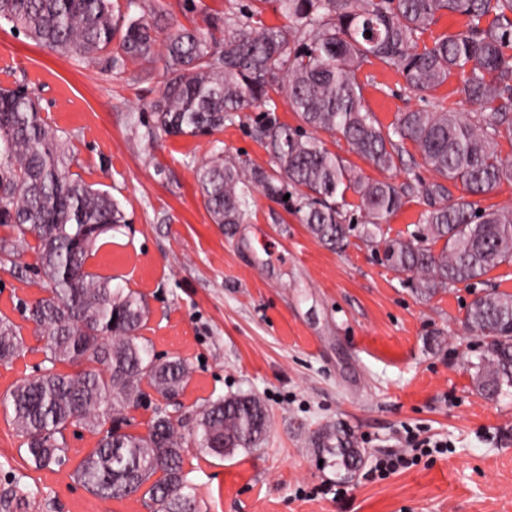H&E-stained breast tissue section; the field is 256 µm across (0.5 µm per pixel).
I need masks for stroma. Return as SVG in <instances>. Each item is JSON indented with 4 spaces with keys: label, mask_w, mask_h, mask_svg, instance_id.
I'll use <instances>...</instances> for the list:
<instances>
[{
    "label": "stroma",
    "mask_w": 512,
    "mask_h": 512,
    "mask_svg": "<svg viewBox=\"0 0 512 512\" xmlns=\"http://www.w3.org/2000/svg\"><path fill=\"white\" fill-rule=\"evenodd\" d=\"M162 3L157 38L202 23L203 10L238 9L247 0H143ZM76 61L14 33L0 21V86L20 84L38 98L42 116L63 133L86 183L108 191L128 222L105 235L87 261L113 285L146 295L150 316L141 334L154 354L180 357L191 377L179 416L193 420L210 399L257 395L270 428L255 449L194 461L190 478L200 512H512V392L489 400L475 389L470 361L484 341L465 323L476 294L512 293V263L497 266L474 288L458 285L430 298L410 275L381 262L351 235L341 249L315 240L294 211L260 191L247 199L244 223H213L197 170L215 152L272 169L243 118L218 137L143 138L134 120L162 87V61L152 78ZM363 102L382 126L407 110L443 106L472 115L460 76L428 94L406 90L402 75L377 59L357 71ZM327 148L364 176L395 184L436 181L413 144L388 172L355 154L341 136ZM42 294L26 279L0 273V317L21 327L29 347L0 365V487L18 477L40 491L42 512H92L98 499L72 478L96 435L68 439L67 466L31 468L10 422L8 398L43 359V342L19 304ZM341 421L367 451L354 479L337 476L310 443L313 431ZM444 438L448 448L378 478L370 463L403 448L405 430Z\"/></svg>",
    "instance_id": "35a3bbf8"
}]
</instances>
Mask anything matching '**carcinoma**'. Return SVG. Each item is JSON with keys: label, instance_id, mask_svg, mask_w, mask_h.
Here are the masks:
<instances>
[{"label": "carcinoma", "instance_id": "obj_1", "mask_svg": "<svg viewBox=\"0 0 512 512\" xmlns=\"http://www.w3.org/2000/svg\"><path fill=\"white\" fill-rule=\"evenodd\" d=\"M273 2L283 26L256 24L262 11H214L206 28H182L156 52L153 20L114 12L112 0H0V20L40 45L105 69L126 62L164 61L163 85L148 111L146 136H212L252 112L251 134L274 163L270 171L219 155L197 171L215 224H241L254 189L283 205L297 191L296 212L321 244L340 248L351 231L349 210L360 212V238L383 245L394 270L409 274L425 298L459 284L476 283L512 262V207L477 211L441 183L398 186L363 176L315 136L341 135L352 151L385 172L412 143L425 163L468 195L512 182V160L501 157L502 131L512 133V0H257ZM439 13L465 17V30L444 33L433 44L422 37ZM119 39V52L112 41ZM378 59L399 71L408 89L431 92L454 74L467 100L480 108L470 120L451 109L403 112L382 127L365 109L356 71ZM285 95L302 124L280 122L276 95ZM68 141L42 118L26 89L0 86V271L31 273L47 296L22 304V314L45 339L36 373L10 393L11 422L37 469L68 461L66 431L83 426L98 436L73 472L101 500L139 497L149 512H198L185 469L186 437L168 414L190 377L180 358L150 366L151 346L140 336L150 310L143 294L112 287V277L86 270L97 242L127 224L112 196L71 172ZM428 206L421 230L387 236L383 224L409 192ZM353 194L350 202L347 194ZM35 243H30L29 239ZM443 242L440 251L433 250ZM27 251L35 262L25 264ZM465 322L485 340L474 385L493 399L512 389V294L486 292L470 304ZM26 350L20 328L0 319V364ZM154 404L147 432H133L131 411ZM270 426L256 395L209 400L193 431L200 452L224 458L251 450ZM344 479L365 463L343 424L312 433ZM36 493L13 479L0 491V512H34Z\"/></svg>", "mask_w": 512, "mask_h": 512}]
</instances>
